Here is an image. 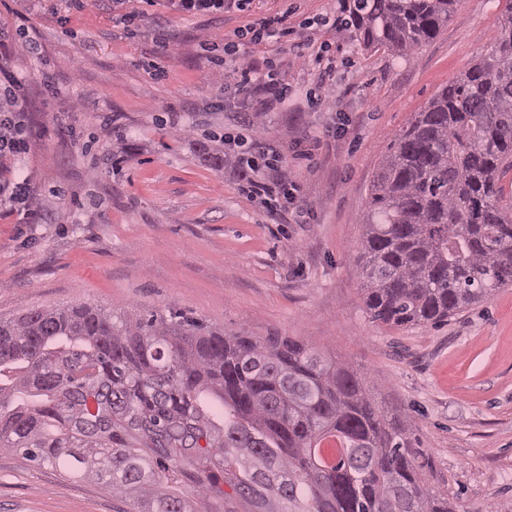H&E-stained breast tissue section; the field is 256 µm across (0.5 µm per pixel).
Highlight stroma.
Listing matches in <instances>:
<instances>
[{
  "instance_id": "obj_1",
  "label": "stroma",
  "mask_w": 512,
  "mask_h": 512,
  "mask_svg": "<svg viewBox=\"0 0 512 512\" xmlns=\"http://www.w3.org/2000/svg\"><path fill=\"white\" fill-rule=\"evenodd\" d=\"M512 0H458L405 56L322 26L343 0H252L188 17L166 0L136 32L111 0L68 20L40 0H0L27 81L41 224L0 210V318L91 305L182 313L210 328L294 339L360 375L381 414L405 420L428 484L459 512H512V286L447 322L389 327L364 302L360 245L381 161L415 112L501 36ZM284 12L295 41L331 62L301 66L292 43L241 40V62L284 72L293 106L261 117L309 204L268 215L212 152L250 136L224 70V33ZM173 44L158 51L160 35ZM318 95L309 104L308 94ZM0 512H136L94 482L0 452Z\"/></svg>"
}]
</instances>
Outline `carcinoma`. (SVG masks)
Here are the masks:
<instances>
[{
    "instance_id": "obj_1",
    "label": "carcinoma",
    "mask_w": 512,
    "mask_h": 512,
    "mask_svg": "<svg viewBox=\"0 0 512 512\" xmlns=\"http://www.w3.org/2000/svg\"><path fill=\"white\" fill-rule=\"evenodd\" d=\"M457 2L351 0L343 29L407 53ZM510 172L512 7L498 43L384 156L361 242L373 320L440 324L512 285ZM329 436L340 446L326 464ZM0 451L78 473L137 512H454L357 373L299 341L177 314L81 305L1 319Z\"/></svg>"
}]
</instances>
